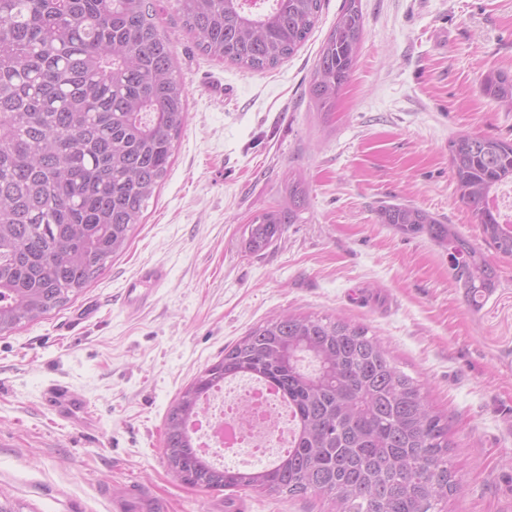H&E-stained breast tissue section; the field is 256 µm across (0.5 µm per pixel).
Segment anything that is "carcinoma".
<instances>
[{
    "label": "carcinoma",
    "mask_w": 512,
    "mask_h": 512,
    "mask_svg": "<svg viewBox=\"0 0 512 512\" xmlns=\"http://www.w3.org/2000/svg\"><path fill=\"white\" fill-rule=\"evenodd\" d=\"M324 0H176L204 54L254 72L307 41ZM365 31L360 0H344L318 53L310 86L328 112L347 83ZM481 90L512 107V74L489 71ZM187 118L174 46L152 0H0V334L78 295L127 247L167 176ZM459 201L497 254L512 258V223L492 205L512 184V140L461 133L448 143ZM301 179L288 201L254 215L245 247L268 249L306 204ZM383 224L448 250L453 279L476 309L498 282L481 249L417 206L388 204ZM240 377L277 386L292 415L288 448L241 470L196 454L189 422L214 388ZM448 418L398 369L361 324L279 314L252 329L183 388L164 423L171 476L208 491L307 493L336 512H443L461 491Z\"/></svg>",
    "instance_id": "cac0c4a2"
}]
</instances>
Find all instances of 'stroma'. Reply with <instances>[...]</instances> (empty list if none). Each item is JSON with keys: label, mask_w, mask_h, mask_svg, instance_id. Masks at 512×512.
Returning <instances> with one entry per match:
<instances>
[{"label": "stroma", "mask_w": 512, "mask_h": 512, "mask_svg": "<svg viewBox=\"0 0 512 512\" xmlns=\"http://www.w3.org/2000/svg\"><path fill=\"white\" fill-rule=\"evenodd\" d=\"M154 3L187 122L126 250L63 307L0 334V501L18 512H121L133 486L132 512H334L312 494L194 489L163 460L180 390L288 312L367 326L447 416L463 487L447 512H512V259L486 249L498 285L473 310L445 249L378 217L381 205L410 204L482 244L453 191L448 142L462 132L512 139V112L480 89L488 71L512 73V0H360L361 49L328 112L309 85L344 0H324L304 45L262 73L202 55L175 0ZM292 175L308 191L300 222L249 252L245 225L283 203ZM151 265L166 271L152 304L126 307L128 282ZM57 384L90 402V424L46 404Z\"/></svg>", "instance_id": "obj_1"}]
</instances>
